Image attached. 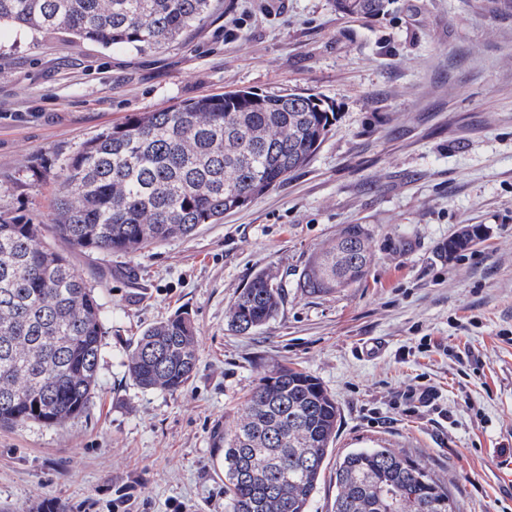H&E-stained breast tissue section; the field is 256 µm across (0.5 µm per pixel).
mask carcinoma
<instances>
[{
	"instance_id": "carcinoma-1",
	"label": "carcinoma",
	"mask_w": 512,
	"mask_h": 512,
	"mask_svg": "<svg viewBox=\"0 0 512 512\" xmlns=\"http://www.w3.org/2000/svg\"><path fill=\"white\" fill-rule=\"evenodd\" d=\"M336 12L376 17L394 0H332ZM210 0H0V22L68 34L105 48L159 51L204 20ZM307 92L239 89L140 112L86 141L64 166L55 236L103 256L135 255L245 207L303 168L334 112ZM484 231L465 225L452 255ZM368 230L347 224L312 258L310 294L362 281ZM284 301L256 272L227 312L249 334ZM103 309L95 288L38 225L0 219V426L60 424L85 412L98 386ZM197 329L176 315L147 327L126 366L143 389L179 391L197 362ZM336 398L314 376L280 365L262 376L219 437L230 512H308L336 439ZM333 512H460L445 482L391 448H354L336 463Z\"/></svg>"
}]
</instances>
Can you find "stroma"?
I'll use <instances>...</instances> for the list:
<instances>
[{
    "label": "stroma",
    "instance_id": "obj_1",
    "mask_svg": "<svg viewBox=\"0 0 512 512\" xmlns=\"http://www.w3.org/2000/svg\"><path fill=\"white\" fill-rule=\"evenodd\" d=\"M242 88L321 95L330 131L310 162L249 206L137 255L101 256L52 234L62 169L140 112ZM0 217L39 225L97 289V394L81 415L0 428V512H228L216 466L260 376L292 363L339 407L309 512H332L336 458L379 445L448 480L461 512H512L491 467L512 450V5L396 0L377 19L331 0H213L160 53L0 26ZM370 233L366 278L301 286L337 229ZM483 241L448 254L463 226ZM285 293L248 335L224 311L260 269ZM185 313L198 360L176 393L145 390L126 361L148 325ZM425 378L435 407L410 413Z\"/></svg>",
    "mask_w": 512,
    "mask_h": 512
}]
</instances>
